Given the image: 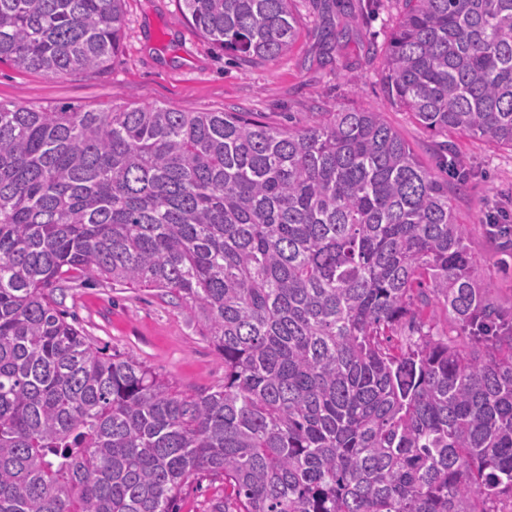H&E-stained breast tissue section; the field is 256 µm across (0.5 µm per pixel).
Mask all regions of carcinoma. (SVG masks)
<instances>
[{
    "label": "carcinoma",
    "mask_w": 512,
    "mask_h": 512,
    "mask_svg": "<svg viewBox=\"0 0 512 512\" xmlns=\"http://www.w3.org/2000/svg\"><path fill=\"white\" fill-rule=\"evenodd\" d=\"M178 2L246 64L298 33L292 0ZM400 2L373 47L389 104L512 150V0ZM122 30L123 0H0V63L104 69ZM77 273L187 308L224 385L101 351L58 309ZM479 276L448 181L381 112L0 103V512H175L204 471L237 512H497L512 309Z\"/></svg>",
    "instance_id": "obj_1"
}]
</instances>
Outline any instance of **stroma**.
<instances>
[{
    "label": "stroma",
    "mask_w": 512,
    "mask_h": 512,
    "mask_svg": "<svg viewBox=\"0 0 512 512\" xmlns=\"http://www.w3.org/2000/svg\"><path fill=\"white\" fill-rule=\"evenodd\" d=\"M400 11L398 0H296L298 36L280 59L243 66L201 36L178 0H124V40L102 71L56 77L0 63V103L52 108L156 104L172 109L257 113L273 127L308 122L316 107L350 106L383 112L420 161L444 173L456 159L468 180L449 189L455 213L493 297L512 306V246L501 251L485 233L489 202L512 214V151L475 139L437 135L408 112L388 105L381 64L372 48L384 44ZM349 32L335 49L321 40L324 23ZM60 309L108 354L131 358L178 389L221 384L224 362L188 310L160 291L120 288L103 279L67 283ZM234 512L224 478L203 473L186 485L176 512Z\"/></svg>",
    "instance_id": "stroma-1"
}]
</instances>
